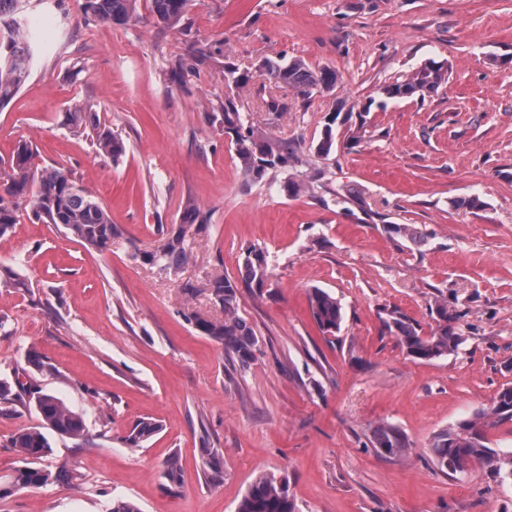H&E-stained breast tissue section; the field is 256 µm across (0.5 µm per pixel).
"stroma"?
Instances as JSON below:
<instances>
[{"label":"stroma","mask_w":512,"mask_h":512,"mask_svg":"<svg viewBox=\"0 0 512 512\" xmlns=\"http://www.w3.org/2000/svg\"><path fill=\"white\" fill-rule=\"evenodd\" d=\"M82 0H28L24 19L47 47L0 108V157L30 141L41 165L73 170L107 208L121 238L87 251L51 224L20 216L0 237V377L25 369L84 415L89 440L52 438L44 465L55 481L0 499V512H237L259 475L286 480L300 512H512V482L472 467L451 476L431 462L440 430L489 405L512 382V0H191L182 24L160 29L146 0L127 21L104 23ZM207 56L179 70L191 45ZM331 68L336 89L308 98L278 90L268 112L263 60ZM447 66L425 99H384L383 87L429 62ZM247 74L225 79V64ZM270 137L297 149L288 172L242 176L215 120L225 99ZM92 105L127 147L119 163L62 126L74 102ZM335 117V150L315 147ZM304 182L292 197L287 181ZM362 199L342 209L335 194ZM479 196L481 209L467 207ZM194 199L209 215L180 279L138 253L164 242ZM427 228L425 245L383 232V222ZM268 254L263 287L239 288V314L260 350L239 367L202 336L189 312L218 315L200 292L223 272L239 280L247 253ZM340 302L326 339L311 289ZM446 300L463 342L433 362L412 359L385 327L397 310L430 332ZM36 350L40 363L27 362ZM160 429L128 445L140 419ZM391 423L408 449L372 446ZM16 404L0 417V480L20 467L7 441L38 425ZM178 456L176 481L164 461Z\"/></svg>","instance_id":"stroma-1"}]
</instances>
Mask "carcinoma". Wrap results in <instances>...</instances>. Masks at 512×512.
Here are the masks:
<instances>
[{"mask_svg": "<svg viewBox=\"0 0 512 512\" xmlns=\"http://www.w3.org/2000/svg\"><path fill=\"white\" fill-rule=\"evenodd\" d=\"M135 0H84L83 9L95 18L108 23L122 22L133 15ZM190 0H150L155 24L173 28L186 16ZM23 0H0V21L9 18L0 27V107L7 105L25 83L31 65L42 50L39 38L17 20ZM260 69L267 80L278 88L291 89L302 97L313 92L330 93L336 88V71L324 68L314 72L299 60L286 64L264 61ZM448 68L432 62L411 77L382 89L387 99L418 97L435 91L445 81ZM224 133L230 137L235 157L244 178L260 183L270 174L287 170L297 159L296 148L286 140L272 139L254 124L245 120L230 98L224 101ZM336 116L327 118L322 136L316 145L321 156H329L335 143L333 124ZM62 125L71 133L90 137L98 156L118 162L127 151L123 140L102 124L97 112L82 103L71 105L64 112ZM36 151L26 141L17 142L10 157L0 158V236L5 235L19 221V209L37 223L52 224L78 240L87 250L104 252L111 249L120 232L106 207L89 190L79 186L72 172L61 166L42 167L35 163ZM208 225L207 214L192 199L184 203L180 224L166 232L161 249L136 255L142 263L159 267L167 274L180 277L189 263L191 247L188 233ZM384 232L406 236L416 243L427 240V234L409 224H384ZM267 257L262 249L248 252L243 263L242 280L262 286L267 276ZM210 299L222 312V317L207 319L189 313L186 319L196 330L235 355L240 367L247 366L259 350L255 330L238 314L239 286L221 272L213 273L203 284ZM311 316L322 333L333 336L340 329L342 308L329 292L314 288L309 294ZM435 327L427 336L411 320L397 310L387 313L385 325L398 337L407 353L418 360L432 361L458 350L462 335L457 331L458 316L448 313L445 301L435 303ZM25 384L16 380L9 383L0 379V416L12 411L17 389ZM29 404L38 414L40 426L21 429L14 434L9 447L22 457L23 465L14 475L0 483V499L20 487H39L54 480H75L65 470L53 473L41 465L52 454L48 434L61 439L83 440L87 437L83 414L52 392L40 388L29 391ZM512 422V384L503 385L487 407L477 408L457 425L444 429L434 437L432 463L441 472L458 474L462 466L478 465L501 479L509 478L508 465L497 458L498 449L489 442V431ZM159 425L142 419L138 421L126 441L134 447L151 438ZM373 447L389 458L402 456L407 448L404 433L395 425L382 423L373 430ZM237 512H298L288 485L275 478L260 475L249 486L238 504Z\"/></svg>", "mask_w": 512, "mask_h": 512, "instance_id": "1", "label": "carcinoma"}]
</instances>
